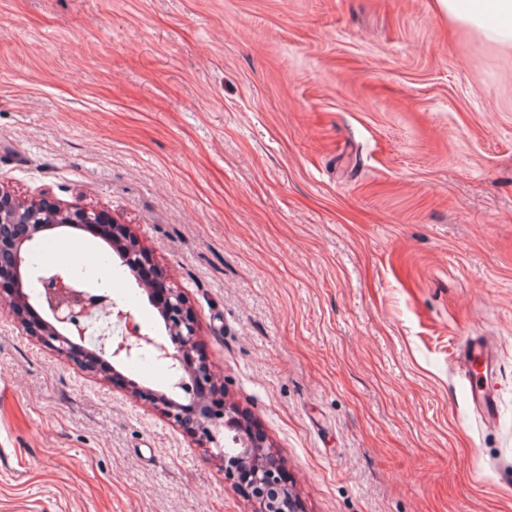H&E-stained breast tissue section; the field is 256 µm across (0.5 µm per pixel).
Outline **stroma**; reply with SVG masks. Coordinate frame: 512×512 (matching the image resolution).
<instances>
[{
	"label": "stroma",
	"instance_id": "35a3bbf8",
	"mask_svg": "<svg viewBox=\"0 0 512 512\" xmlns=\"http://www.w3.org/2000/svg\"><path fill=\"white\" fill-rule=\"evenodd\" d=\"M0 186L124 225L301 512H512V54L434 0H0ZM49 236L166 338L109 244ZM10 300L0 512H251L164 369L87 370ZM464 375L470 376L473 370L479 375V384L470 382V399L481 419L491 424L496 419V393L491 384L497 369L496 353L488 336L473 339L459 355Z\"/></svg>",
	"mask_w": 512,
	"mask_h": 512
}]
</instances>
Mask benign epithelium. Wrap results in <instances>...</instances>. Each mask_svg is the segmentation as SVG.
<instances>
[{
	"instance_id": "1",
	"label": "benign epithelium",
	"mask_w": 512,
	"mask_h": 512,
	"mask_svg": "<svg viewBox=\"0 0 512 512\" xmlns=\"http://www.w3.org/2000/svg\"><path fill=\"white\" fill-rule=\"evenodd\" d=\"M18 224L24 225L27 235L31 237L57 227L95 224L102 233L112 237V245L124 248L123 261L133 274L138 271L142 251L136 242L127 237L123 227L110 223V218L104 213L77 203L62 204L48 199L24 203L0 189V268L7 267L16 278L14 293L17 301L11 303V310L23 332L40 337L64 357L77 359L79 355L75 351V340L82 339L85 333L81 323L88 304L84 294L71 286L68 273L58 271L42 279V305L50 312L52 321L35 328L22 315L20 305L28 303L24 288L29 281L24 274L26 255L20 239L14 235V227ZM163 314L168 332L166 342L141 332L129 312L113 307L112 315L124 323L125 333L117 338L110 334L102 335L99 338L100 354L120 358L142 345H150L160 356L177 362L181 370L190 372L193 382L213 383L214 376L209 366L194 360L197 327L180 292L169 290ZM195 409L197 417L189 427L200 439L216 442L215 430L219 423L207 414L204 398H198ZM242 443L246 453L229 456L221 452L219 458L224 461L225 472L231 474L245 468L253 483L259 487L253 512H294V500L289 489L279 483L276 464L261 455L263 443L250 435L243 436Z\"/></svg>"
}]
</instances>
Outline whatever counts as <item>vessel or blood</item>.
Instances as JSON below:
<instances>
[{
  "label": "vessel or blood",
  "mask_w": 512,
  "mask_h": 512,
  "mask_svg": "<svg viewBox=\"0 0 512 512\" xmlns=\"http://www.w3.org/2000/svg\"><path fill=\"white\" fill-rule=\"evenodd\" d=\"M464 373H477L479 380L470 386V399L485 423L496 419V394L491 390L497 369L496 353L489 337L473 339L459 355Z\"/></svg>",
  "instance_id": "vessel-or-blood-1"
}]
</instances>
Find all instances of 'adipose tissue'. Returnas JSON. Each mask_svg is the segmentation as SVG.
<instances>
[{"label": "adipose tissue", "mask_w": 512, "mask_h": 512, "mask_svg": "<svg viewBox=\"0 0 512 512\" xmlns=\"http://www.w3.org/2000/svg\"><path fill=\"white\" fill-rule=\"evenodd\" d=\"M453 28L474 29L488 43L512 51V0H435Z\"/></svg>", "instance_id": "adipose-tissue-1"}]
</instances>
